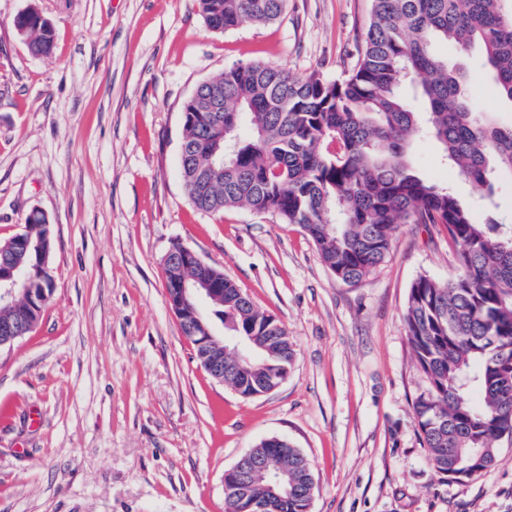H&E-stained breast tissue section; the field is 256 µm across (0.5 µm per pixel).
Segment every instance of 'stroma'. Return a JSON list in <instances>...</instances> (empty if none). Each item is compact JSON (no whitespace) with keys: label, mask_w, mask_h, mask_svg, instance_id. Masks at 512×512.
Listing matches in <instances>:
<instances>
[{"label":"stroma","mask_w":512,"mask_h":512,"mask_svg":"<svg viewBox=\"0 0 512 512\" xmlns=\"http://www.w3.org/2000/svg\"><path fill=\"white\" fill-rule=\"evenodd\" d=\"M372 0H288L268 24L210 30L198 0H0V242L48 219L53 293L32 332L0 348V512H224V474L277 437L309 460L311 512H512V444L488 472L449 482L413 418L423 386L403 313L422 275L447 280L438 225L404 224L390 254L349 285L295 224L244 207L204 213L180 170L182 109L238 62L336 79L353 68ZM55 45L30 53L28 8ZM438 53L468 74L476 108L512 123L482 50ZM410 158L478 217L512 222L419 135ZM180 244L287 330L295 360L274 391L213 381L181 333L164 259ZM14 27L23 37L29 50L37 56H47L53 46V31L46 19L34 8H30L14 18Z\"/></svg>","instance_id":"1"}]
</instances>
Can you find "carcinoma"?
<instances>
[{"label":"carcinoma","instance_id":"cac0c4a2","mask_svg":"<svg viewBox=\"0 0 512 512\" xmlns=\"http://www.w3.org/2000/svg\"><path fill=\"white\" fill-rule=\"evenodd\" d=\"M506 0H373L357 49V63L328 80L317 72L296 77L272 64L238 63L197 86L182 111L181 175L188 198L202 212L246 207L283 224H297L316 244L325 266L357 284L387 258L401 224H440L456 246L458 272L446 281L421 276L410 287L403 315L416 368L427 381L414 399V419L429 461L442 478L461 482L492 467L498 442L512 440V224L476 221L455 194L422 178L408 158L413 138L427 132L444 157L490 201L512 177V125L481 115L466 91V76L434 50L438 42L465 51L477 44L496 94L512 102V9ZM215 32L244 23H268L286 0H199ZM29 50L47 56L53 31L34 8L14 18ZM410 87L419 108H412ZM215 96L224 112L210 111ZM224 115V178L197 186L192 173L207 165L200 147L217 138ZM40 268L52 248L47 217L27 219L25 230L0 248ZM39 298L17 309L0 308V328L29 333L53 277L35 273L21 284ZM219 299L204 325L224 327L228 354L253 336L249 361L224 362V384L243 397L271 388L292 368L294 351L274 316L258 311L221 275ZM483 464L473 465L471 449ZM261 463L288 466V493L272 496L262 468L249 471L246 492L224 474L225 512H309L315 480L293 445L252 450Z\"/></svg>","mask_w":512,"mask_h":512}]
</instances>
